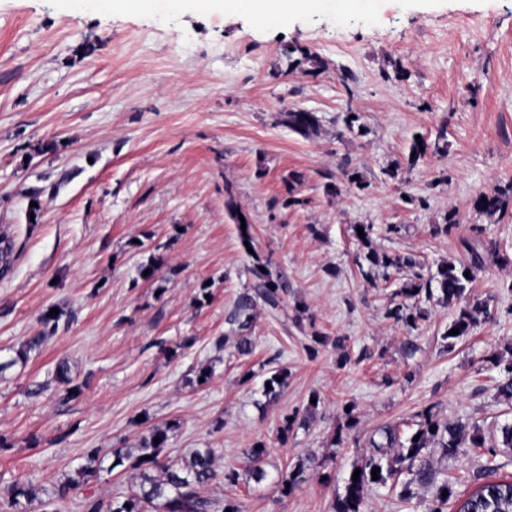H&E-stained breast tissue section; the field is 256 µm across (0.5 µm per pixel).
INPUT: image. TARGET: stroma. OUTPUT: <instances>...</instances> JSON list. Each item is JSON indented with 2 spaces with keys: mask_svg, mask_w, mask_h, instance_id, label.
<instances>
[{
  "mask_svg": "<svg viewBox=\"0 0 512 512\" xmlns=\"http://www.w3.org/2000/svg\"><path fill=\"white\" fill-rule=\"evenodd\" d=\"M288 46L327 70L286 65ZM294 109L317 114L318 135L281 124ZM349 112L363 133L345 131ZM418 135L442 150L411 168ZM353 171L364 189L346 183ZM510 185L512 0H317L267 25L197 5L157 13L140 0H0V231L16 252L0 278V361L42 331L47 308L72 316L0 373V512H41L93 448L105 469L65 512L129 494L136 473L112 468L113 450H135L171 421L167 460L215 449L217 471L239 479H216L206 493L245 512H329L369 441L430 405L440 420L493 433L512 417L494 389L495 358L512 347V218L479 213L474 201ZM33 187L43 190L34 224ZM290 194L299 205L282 207ZM451 210L457 227L432 237ZM236 211L288 278L289 309L305 310L299 325L257 310L244 360L225 342L250 278ZM357 224L371 225L368 244ZM476 224L498 245L474 282L492 320L448 350L441 334L454 307L419 299L427 318L406 357V331L385 316L402 279L367 283L357 254L410 255L429 275L460 258ZM153 256L161 289L138 278ZM314 331L331 343L312 358L303 344ZM273 357L289 375L268 402L259 389ZM62 361L79 396L56 378ZM203 366L213 376L200 386ZM295 411L308 427L278 443L282 416ZM258 440L271 447L260 482L245 455ZM301 459L302 481L282 492L278 468ZM18 483L37 501L12 502ZM414 492L405 503L368 488L362 512H428L433 489Z\"/></svg>",
  "mask_w": 512,
  "mask_h": 512,
  "instance_id": "obj_1",
  "label": "stroma"
}]
</instances>
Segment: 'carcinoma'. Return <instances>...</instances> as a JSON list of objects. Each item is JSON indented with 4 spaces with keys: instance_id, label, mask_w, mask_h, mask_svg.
I'll return each mask as SVG.
<instances>
[{
    "instance_id": "carcinoma-1",
    "label": "carcinoma",
    "mask_w": 512,
    "mask_h": 512,
    "mask_svg": "<svg viewBox=\"0 0 512 512\" xmlns=\"http://www.w3.org/2000/svg\"><path fill=\"white\" fill-rule=\"evenodd\" d=\"M301 58L293 60L300 65L309 64L314 70L325 68L324 62L307 49L290 47L284 54L290 58L294 53ZM290 129L303 136L315 134L319 128V118L313 112L293 111L287 113ZM442 150L440 140L430 144L426 140L413 141L408 155L409 164L429 151L438 153ZM512 201V186L508 191L495 194L479 195L475 201L476 209L487 215H507L509 202ZM475 236L461 239L463 259L449 261L440 265L436 273L426 279L413 271L417 261L410 255L378 252L369 250L357 256V267L361 276L369 283L377 282L378 277L388 280L391 275L411 271L398 291L395 300L386 308V317L403 325L408 331L419 328L420 321L426 318L424 311L417 307V300L423 297L431 299L434 294L441 295L447 305L459 306L458 311L448 322V330L442 334L446 348L454 347L455 340L468 336L480 320L491 318L488 304L472 296V283L476 272L483 265V254L479 250L477 236L482 229L474 228ZM240 241L249 242L253 252L248 254L251 266L248 271L252 279L248 282L235 302L232 321L238 324V333L234 344V354L246 357L253 352L254 342L250 332L253 327V311L261 307L274 316L286 311L288 307V278L271 269L272 261L256 250L252 225L246 224L239 230ZM71 320L60 310L58 314L43 316L45 329L37 336L27 339L16 356L0 362V373L15 365L18 360H27L29 353L42 345L49 333H55L60 321ZM459 330L456 335L449 330ZM287 380V371L272 368L262 381L261 394L275 397ZM497 396L504 402L512 404V360L500 368V379L495 385ZM175 432V426L154 427L149 436L144 438L136 452H124L120 449L112 452L111 468L125 467L138 472L139 482L135 490L123 498H114L106 504L99 499L86 502L85 512H243L239 502L233 499H213L202 494V489L214 481L217 472L214 468L216 449L195 448L177 463L168 464L163 456ZM159 442H154V439ZM384 442L370 441L373 452L363 456L352 466L350 474L344 480V490L332 503V512H361L364 490L368 486L396 487L399 476L407 472L414 476V482L422 486L435 488L433 503L429 512H447L448 503H458L457 512H512V477H495L500 465H489L484 473L478 475L482 483L467 498L458 499L456 481L448 478V471L435 469L428 461L427 454L431 448H437L442 456L453 460L459 450L465 446L485 450L496 456L498 448H512V422H506L497 429V434L486 437L477 423L466 424L459 421L443 422L435 412L428 408L416 415L411 432L401 436L398 427L388 426L383 429ZM266 442L257 441L255 446L246 450L248 458L256 463L253 476L261 482L267 476L260 462L268 455ZM380 468L378 479H373L372 468ZM360 470L359 477L352 478L355 470Z\"/></svg>"
}]
</instances>
